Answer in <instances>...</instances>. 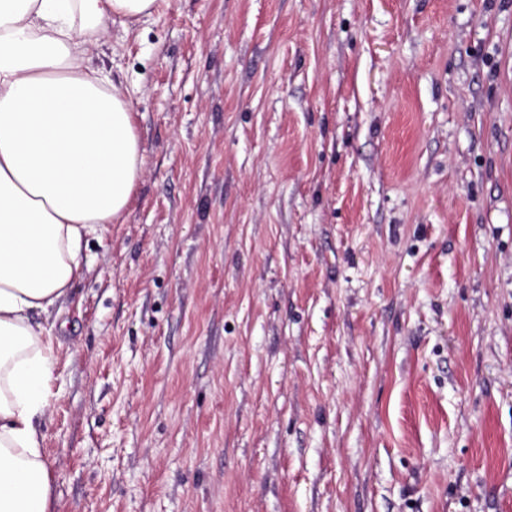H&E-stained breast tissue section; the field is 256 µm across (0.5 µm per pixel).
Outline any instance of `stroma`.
<instances>
[{"label": "stroma", "mask_w": 512, "mask_h": 512, "mask_svg": "<svg viewBox=\"0 0 512 512\" xmlns=\"http://www.w3.org/2000/svg\"><path fill=\"white\" fill-rule=\"evenodd\" d=\"M107 29L144 175L52 317L51 512H512V0Z\"/></svg>", "instance_id": "obj_1"}]
</instances>
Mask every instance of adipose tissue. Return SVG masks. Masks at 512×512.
Returning <instances> with one entry per match:
<instances>
[{"label":"adipose tissue","mask_w":512,"mask_h":512,"mask_svg":"<svg viewBox=\"0 0 512 512\" xmlns=\"http://www.w3.org/2000/svg\"><path fill=\"white\" fill-rule=\"evenodd\" d=\"M157 0H0V512H49L40 424L53 338L35 323L84 274L90 236L143 174L131 103L88 55Z\"/></svg>","instance_id":"1"}]
</instances>
